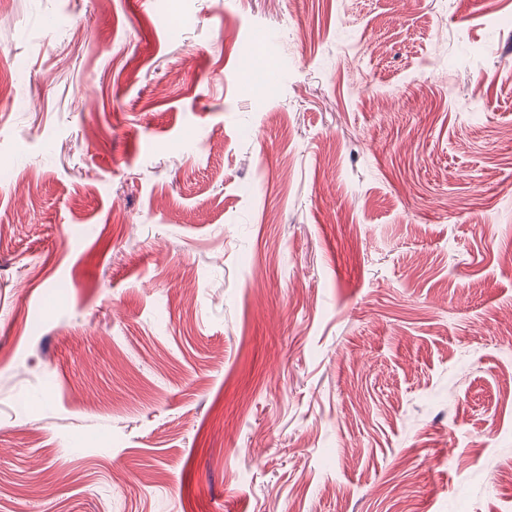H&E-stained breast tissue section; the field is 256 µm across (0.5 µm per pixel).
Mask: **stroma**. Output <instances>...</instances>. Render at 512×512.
I'll return each mask as SVG.
<instances>
[{"mask_svg":"<svg viewBox=\"0 0 512 512\" xmlns=\"http://www.w3.org/2000/svg\"><path fill=\"white\" fill-rule=\"evenodd\" d=\"M1 80L0 512L512 500V0H0Z\"/></svg>","mask_w":512,"mask_h":512,"instance_id":"35a3bbf8","label":"stroma"}]
</instances>
